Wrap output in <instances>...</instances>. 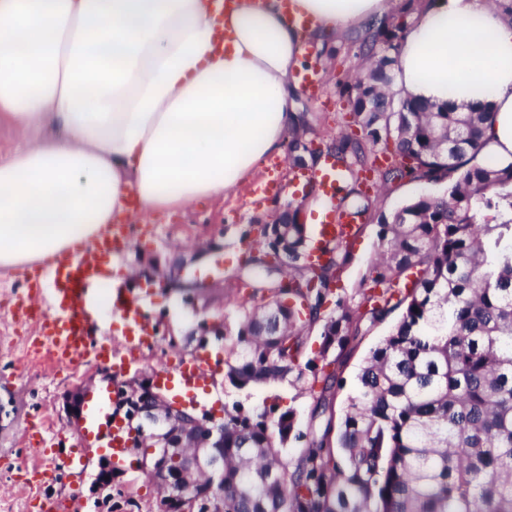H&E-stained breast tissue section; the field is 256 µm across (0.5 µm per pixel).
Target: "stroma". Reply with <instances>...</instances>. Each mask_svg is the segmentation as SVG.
I'll return each mask as SVG.
<instances>
[{"instance_id": "stroma-1", "label": "stroma", "mask_w": 512, "mask_h": 512, "mask_svg": "<svg viewBox=\"0 0 512 512\" xmlns=\"http://www.w3.org/2000/svg\"><path fill=\"white\" fill-rule=\"evenodd\" d=\"M358 35L321 43L311 41L306 60L317 70L319 91L296 88L298 131L312 148L324 147L329 137L346 134L359 139L352 123L351 104L340 91L359 60ZM299 168L288 158L259 162L233 192L184 211L147 216L113 255L117 278L135 281L151 317L161 324L158 349L144 352L128 374L173 369L178 363L205 354L212 361H230V349L239 326L259 301L253 278L240 275L241 258L256 246L259 228L273 213L289 204L302 207L307 226L317 224L320 206L297 190ZM379 251L375 227H368L353 245V260L342 272L339 286L354 297L362 273ZM28 327L0 338V504L8 512H26L18 487L24 470L39 462L30 439L34 434L55 436L61 453L81 457V468H66L62 477L42 490L37 503L50 512H66L77 499L79 512H94L90 486L102 456L66 424L63 411L68 392L95 374V365L69 369L27 355ZM196 399L201 408L222 414L234 404L248 408L274 403L294 408L307 419L313 398L285 383L237 389L224 375L208 380ZM113 512H158L162 492L139 467L138 455H129L113 485Z\"/></svg>"}]
</instances>
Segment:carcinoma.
<instances>
[{
    "label": "carcinoma",
    "mask_w": 512,
    "mask_h": 512,
    "mask_svg": "<svg viewBox=\"0 0 512 512\" xmlns=\"http://www.w3.org/2000/svg\"><path fill=\"white\" fill-rule=\"evenodd\" d=\"M407 28L371 24L360 53L372 65L344 84L364 137L327 146L341 174L339 206L377 225L380 258L348 304L333 287L352 261L349 243H332L330 260L309 266L306 228L288 225L279 264L256 281L288 302L287 335L251 313L225 378L237 389L308 382L320 391L305 429L290 407L224 410V512H512V163L475 162L490 106L460 112L383 94ZM380 144L391 154L382 187L446 180V191L382 211L358 188ZM288 155L294 167L315 162L296 135ZM392 318L335 410L346 384L338 369L358 338ZM315 329L321 342L302 367ZM287 443L301 448L293 463L280 455Z\"/></svg>",
    "instance_id": "carcinoma-1"
}]
</instances>
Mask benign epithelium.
Instances as JSON below:
<instances>
[{
	"mask_svg": "<svg viewBox=\"0 0 512 512\" xmlns=\"http://www.w3.org/2000/svg\"><path fill=\"white\" fill-rule=\"evenodd\" d=\"M89 388L79 387L64 404L68 417L81 418ZM130 447L149 448L142 467L160 483L159 512H224V420L172 401L149 376L129 380L122 402ZM117 470L103 460L92 482L97 509L112 506Z\"/></svg>",
	"mask_w": 512,
	"mask_h": 512,
	"instance_id": "7a95c632",
	"label": "benign epithelium"
}]
</instances>
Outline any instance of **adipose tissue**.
Here are the masks:
<instances>
[{
    "instance_id": "obj_1",
    "label": "adipose tissue",
    "mask_w": 512,
    "mask_h": 512,
    "mask_svg": "<svg viewBox=\"0 0 512 512\" xmlns=\"http://www.w3.org/2000/svg\"><path fill=\"white\" fill-rule=\"evenodd\" d=\"M396 0H0V268L92 246L113 218L224 196L282 153L305 38ZM312 19L308 29L291 15ZM390 93L490 104L483 157L512 162V18L439 0L404 36Z\"/></svg>"
}]
</instances>
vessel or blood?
Instances as JSON below:
<instances>
[{
	"mask_svg": "<svg viewBox=\"0 0 512 512\" xmlns=\"http://www.w3.org/2000/svg\"><path fill=\"white\" fill-rule=\"evenodd\" d=\"M314 190L324 199L334 200L338 184L335 168L325 166L309 178ZM351 217H336L333 210H325L324 220L318 225V249L309 253L308 260L319 263L327 259L324 249L327 242L351 236ZM133 227L129 224L109 225L95 247L80 249L68 257L53 261L42 275L32 278L25 296L17 298L13 313L18 321L35 319L37 323L35 344L44 349L57 365H86L107 363L113 377L124 376L130 365V355L155 348L160 340V328L146 312L135 289L125 284L113 283L106 272V262L116 252ZM99 281L104 286L114 319L122 326L121 345L126 356L112 350V339L105 326L88 302L90 282ZM216 366L210 360L196 357L182 362L175 373L161 376V385H173L177 390H198L207 375ZM110 392H103L85 406L80 423L83 438H98L104 424L112 426V440L102 449L112 457L113 465H121L129 450L125 441L126 423L120 415L109 412ZM41 463L34 467L27 489H44L54 484L64 467L73 465V456L62 455L58 448L47 446L45 439H38Z\"/></svg>",
	"mask_w": 512,
	"mask_h": 512,
	"instance_id": "1",
	"label": "vessel or blood"
}]
</instances>
